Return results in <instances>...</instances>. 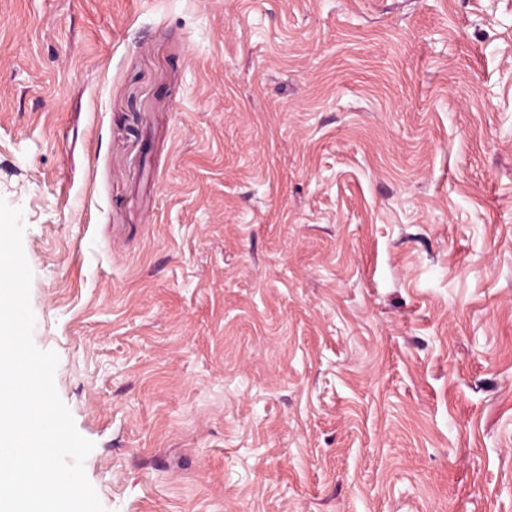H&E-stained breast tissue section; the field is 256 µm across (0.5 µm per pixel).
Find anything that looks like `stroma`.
Instances as JSON below:
<instances>
[{
	"label": "stroma",
	"mask_w": 512,
	"mask_h": 512,
	"mask_svg": "<svg viewBox=\"0 0 512 512\" xmlns=\"http://www.w3.org/2000/svg\"><path fill=\"white\" fill-rule=\"evenodd\" d=\"M0 198L105 512H512V0H0Z\"/></svg>",
	"instance_id": "stroma-1"
}]
</instances>
